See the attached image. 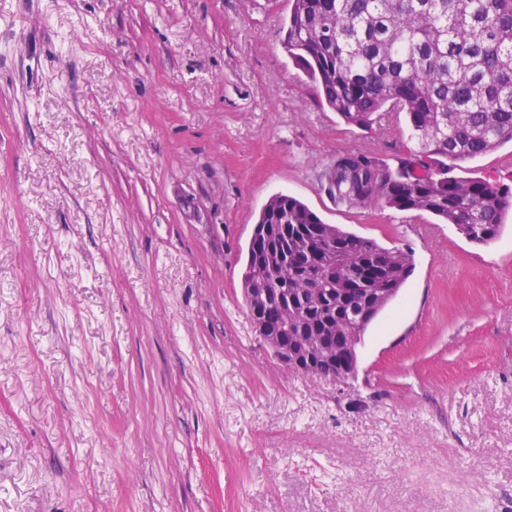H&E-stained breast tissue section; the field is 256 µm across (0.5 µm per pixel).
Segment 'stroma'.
Returning <instances> with one entry per match:
<instances>
[{
    "label": "stroma",
    "mask_w": 512,
    "mask_h": 512,
    "mask_svg": "<svg viewBox=\"0 0 512 512\" xmlns=\"http://www.w3.org/2000/svg\"><path fill=\"white\" fill-rule=\"evenodd\" d=\"M289 10L0 0V512H512V216L477 246L321 191L406 124L321 108ZM510 171L511 144L455 169ZM278 192L414 252L352 387L254 332ZM249 316H250L251 323L253 325V328H254L257 336H259L261 341L266 346H268L270 348V350L272 351L273 355L276 358H278L280 361H284V362L288 363V365H285V366L292 367L294 370H297V371H299L303 374H307V375L315 373L314 365H313L312 361L310 360V358H307L305 360L301 357L294 355L291 352H288V356L281 355L278 352L273 339L270 336L264 335L266 333V329L263 325L261 317L257 313H250V312H249Z\"/></svg>",
    "instance_id": "1"
}]
</instances>
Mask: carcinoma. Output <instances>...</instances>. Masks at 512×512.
<instances>
[{
    "mask_svg": "<svg viewBox=\"0 0 512 512\" xmlns=\"http://www.w3.org/2000/svg\"><path fill=\"white\" fill-rule=\"evenodd\" d=\"M282 46L318 103L361 130L404 114L408 139L377 153L336 157L321 190L351 208L427 213L471 243L494 242L512 211V173L463 180L455 162L512 143V0H291ZM256 223L271 235L249 241L242 287L270 334L308 347L325 372H341V341L363 336L377 303L400 292L414 254L388 248L321 217L287 193L272 196ZM286 242L288 260L265 262Z\"/></svg>",
    "mask_w": 512,
    "mask_h": 512,
    "instance_id": "1",
    "label": "carcinoma"
}]
</instances>
